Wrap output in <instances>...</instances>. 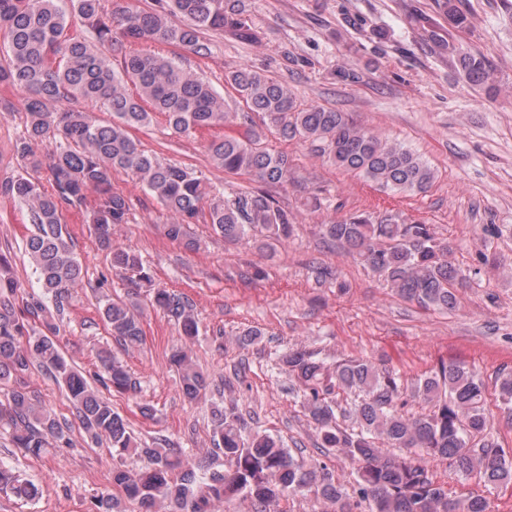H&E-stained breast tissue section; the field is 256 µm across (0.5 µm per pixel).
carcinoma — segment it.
Returning a JSON list of instances; mask_svg holds the SVG:
<instances>
[{
  "instance_id": "carcinoma-1",
  "label": "carcinoma",
  "mask_w": 512,
  "mask_h": 512,
  "mask_svg": "<svg viewBox=\"0 0 512 512\" xmlns=\"http://www.w3.org/2000/svg\"><path fill=\"white\" fill-rule=\"evenodd\" d=\"M436 5L448 25L465 26L461 0H437ZM74 17L88 35L69 34ZM226 28L244 40H256L241 10L226 0H152L147 10L120 7L112 12L103 0H0L5 35L0 84L21 92L27 114L25 135L14 145L21 171L0 181V196L27 208L31 230L24 249L46 296L19 300L22 284L10 261L0 255V426L9 428L13 447L26 454L73 447L69 421L43 406L23 378L38 368L63 387L87 438L95 443L105 439L112 448V486L119 494L96 499L94 512H125L128 502L149 512H156L159 504L168 512H213L215 503L229 498L250 502L254 512H278L281 500L298 494L314 496L331 512H352L347 489L325 464L307 467L280 439L247 431L232 399L212 407L209 448V454L224 456L229 469L198 480L197 459L164 437L137 441L127 419L89 386L58 347L72 290L82 282V264L66 227L68 212L87 213L98 244L112 255L113 268L152 282L139 254L112 244V230L128 222L130 211L125 196L112 190V175L118 171L144 184L169 214L165 236L189 248L197 242L187 237V226L201 217L214 234L231 242L255 237L271 245L293 235V214L269 192L212 197L188 168L163 163L141 149L133 132L157 117L178 136L224 128V135L208 145L213 164L263 185L283 186L294 179L288 155L266 147V130L309 144L317 155L384 191L413 195L432 185L433 169L410 149L356 124L345 112L301 106L288 83L266 70L239 68L225 76L248 108L231 111L211 82L176 55V50L188 48L206 56L209 47L200 35ZM134 42H156L173 51L112 57V47ZM446 48L471 84L489 93L495 90L484 56L453 42ZM75 98L100 102L111 119L100 121L87 112L62 108ZM39 145L55 149L44 157L35 151ZM44 167L45 184L38 176ZM321 232L355 250L403 300L424 311L455 308L460 272L448 261L449 247L427 225L393 211L352 213L331 219ZM153 304L174 320L184 339L197 336L198 318L182 296L157 288ZM101 314L116 342L127 347L143 342L133 304L107 298ZM36 319L38 328L30 325ZM99 361L104 387L117 393L136 388L129 371L109 351H101ZM170 363L179 373L184 398L197 400L207 378L184 347L172 349ZM280 364L302 390L304 406L320 430L321 447L357 466L356 492L369 512H493L491 501L481 494L449 496L429 474L431 460L446 462L460 476L474 475L486 485L512 484V450L491 434L485 384L465 363L440 364L408 392L399 377L369 361L332 367L317 353L296 347L282 354ZM497 387L511 411L512 370L499 373ZM336 390L354 394L356 400L341 406L331 398ZM407 394L430 404V412L405 414ZM127 454L141 459L139 469L124 468L121 460ZM4 489L19 498L35 493L0 465Z\"/></svg>"
}]
</instances>
